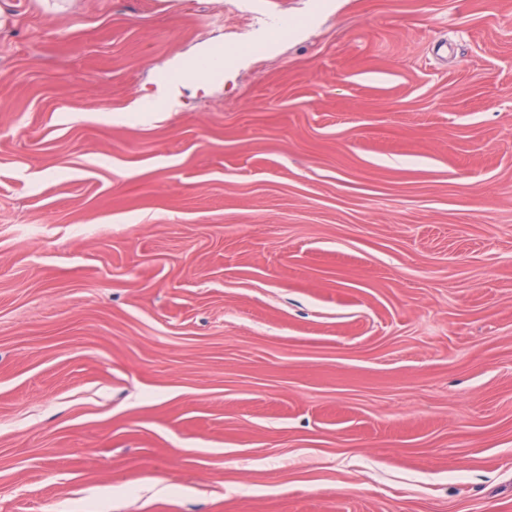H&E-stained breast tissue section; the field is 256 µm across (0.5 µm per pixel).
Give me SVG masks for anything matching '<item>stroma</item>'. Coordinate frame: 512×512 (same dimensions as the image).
I'll list each match as a JSON object with an SVG mask.
<instances>
[{
  "mask_svg": "<svg viewBox=\"0 0 512 512\" xmlns=\"http://www.w3.org/2000/svg\"><path fill=\"white\" fill-rule=\"evenodd\" d=\"M0 512H512V0H8Z\"/></svg>",
  "mask_w": 512,
  "mask_h": 512,
  "instance_id": "35a3bbf8",
  "label": "stroma"
}]
</instances>
